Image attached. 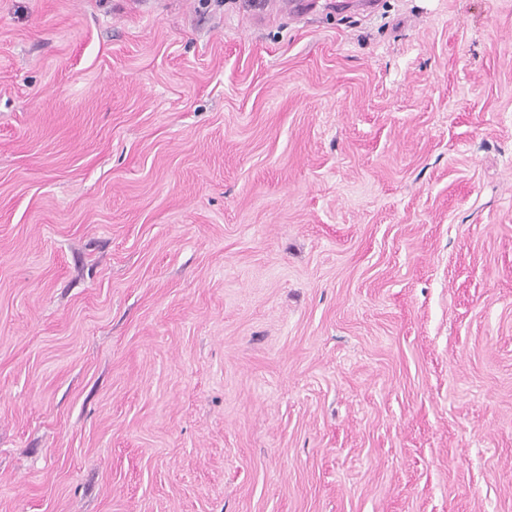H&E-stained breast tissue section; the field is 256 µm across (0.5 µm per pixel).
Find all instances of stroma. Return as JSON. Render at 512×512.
Here are the masks:
<instances>
[{"label":"stroma","mask_w":512,"mask_h":512,"mask_svg":"<svg viewBox=\"0 0 512 512\" xmlns=\"http://www.w3.org/2000/svg\"><path fill=\"white\" fill-rule=\"evenodd\" d=\"M0 0V512H512V0Z\"/></svg>","instance_id":"35a3bbf8"}]
</instances>
